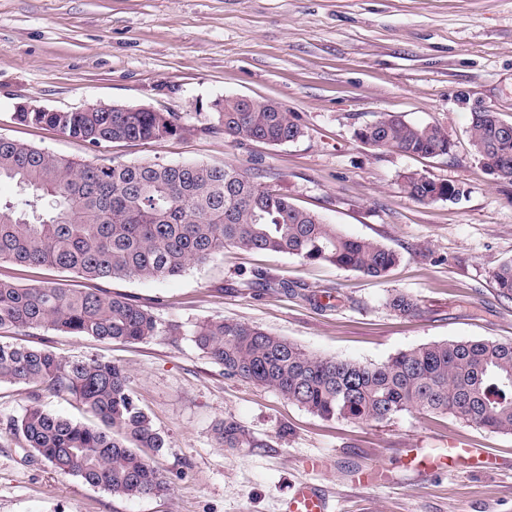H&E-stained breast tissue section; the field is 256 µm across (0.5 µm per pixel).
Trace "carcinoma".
<instances>
[{
	"label": "carcinoma",
	"instance_id": "cac0c4a2",
	"mask_svg": "<svg viewBox=\"0 0 512 512\" xmlns=\"http://www.w3.org/2000/svg\"><path fill=\"white\" fill-rule=\"evenodd\" d=\"M209 129L233 139L279 145L302 128L275 104L236 97L213 102ZM18 121L45 126L91 148L151 143L189 131L176 112H18ZM377 150L446 156L453 143L436 124H413L384 114L357 132ZM469 144L495 178L512 184V123L495 112H471ZM18 197L0 202V261L70 271L86 279H164L209 262L224 247L274 252L368 277L384 276L399 254L368 238L345 235L288 195L232 165L200 163H78L0 137V181ZM406 194L419 203L456 199L458 189L410 172ZM499 296L512 299V260L492 273ZM399 315L418 304L389 299ZM54 330L102 341L136 343L175 336L144 306L121 294L20 286L0 279V329ZM196 346L224 368V376L271 388L324 419L383 422L400 413L450 415L469 426L512 434V343L444 340L402 350L382 363L324 358L257 325L211 320L193 331ZM43 387L74 397L96 419L65 418L34 402L7 424L55 471L114 497H163L170 491L152 458L169 441L138 404L122 366L102 358L66 360L47 348L0 343V383ZM226 448L267 443L233 420L215 428Z\"/></svg>",
	"mask_w": 512,
	"mask_h": 512
}]
</instances>
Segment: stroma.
<instances>
[{
    "label": "stroma",
    "instance_id": "1",
    "mask_svg": "<svg viewBox=\"0 0 512 512\" xmlns=\"http://www.w3.org/2000/svg\"><path fill=\"white\" fill-rule=\"evenodd\" d=\"M224 97L277 103L303 134L271 145L211 132L210 106ZM96 103L187 112L192 129L93 151L15 118L23 104ZM476 104L512 122V0H0V137L87 162L238 165L343 234L401 256L377 279L235 247L163 280L90 283L0 262L1 279L91 285L179 328L134 344L0 330L1 342L122 365L170 440L155 459L169 494L113 497L31 460L5 430L35 400L85 421L83 407L1 383L0 512H282L304 480L321 486L336 512H512V435L417 412L379 423L323 419L272 389L225 377L192 336L206 320L244 321L314 354L368 363L449 339L512 342V300L491 279L512 259V185L497 182L470 150ZM385 113L441 125L451 153L408 156L360 143L357 130ZM411 171L455 185L459 197L415 202L401 187ZM261 276L271 287L258 284ZM395 293L414 299L420 316L392 312ZM225 419L267 447L218 445L213 429ZM451 438L491 449L502 467L420 479L400 462L403 449L435 455ZM362 467L388 477L356 486L349 477Z\"/></svg>",
    "mask_w": 512,
    "mask_h": 512
}]
</instances>
